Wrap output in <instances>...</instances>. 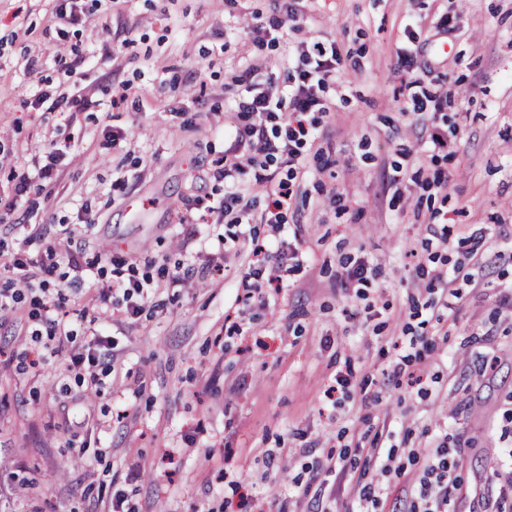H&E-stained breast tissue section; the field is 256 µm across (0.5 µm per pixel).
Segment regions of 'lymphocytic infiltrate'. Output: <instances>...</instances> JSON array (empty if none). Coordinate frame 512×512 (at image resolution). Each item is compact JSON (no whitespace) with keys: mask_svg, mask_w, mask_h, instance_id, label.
<instances>
[{"mask_svg":"<svg viewBox=\"0 0 512 512\" xmlns=\"http://www.w3.org/2000/svg\"><path fill=\"white\" fill-rule=\"evenodd\" d=\"M340 61L337 43L316 41L302 46L287 61L285 78L264 76V65L258 56L245 60L228 74L226 87L236 93L238 120L226 130L232 140L231 156L217 171L224 182V197L213 208L218 219L228 224L241 223L247 209L246 195L251 185L256 184L264 187L267 194L263 223L280 229L283 211L295 198V185L256 169L255 164L262 159L291 173L303 168L302 150L316 141L319 116L331 110L321 91L335 80ZM71 152L70 145L56 144L48 151L44 163L30 169L11 168L9 179L16 194L26 195L37 183L51 180ZM248 173L253 176L249 182L244 179ZM284 258L283 250H272L268 242L252 237L239 280V300L244 306L266 304L271 288L280 283L279 269ZM0 270L8 274L0 288V319L14 313L23 300H31L34 310L29 319L46 332V354L69 350V371L84 384L88 394L99 393L101 382L96 369L109 356L112 340L97 333L88 344L76 343L69 320L58 315L63 301L53 298L51 288L64 279L70 287L86 289L90 307L79 311V319L88 318L105 326L118 318L142 314L153 286L152 278H111L106 269H93L79 246L62 254L46 250L34 272L19 254L1 249ZM450 455V449L443 443L413 451L412 459L419 463L420 473L409 478L415 496L407 512H449L451 496L461 487Z\"/></svg>","mask_w":512,"mask_h":512,"instance_id":"f902f5d3","label":"lymphocytic infiltrate"}]
</instances>
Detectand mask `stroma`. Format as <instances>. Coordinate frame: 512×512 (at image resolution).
Wrapping results in <instances>:
<instances>
[{"label":"stroma","instance_id":"obj_1","mask_svg":"<svg viewBox=\"0 0 512 512\" xmlns=\"http://www.w3.org/2000/svg\"><path fill=\"white\" fill-rule=\"evenodd\" d=\"M61 4L0 0V243L32 264L26 225L57 247L66 224L88 260L154 288L140 316L108 328L96 397L67 372L68 351L40 364L29 324L0 321V474L22 478L0 495L13 512H110L118 491L126 512H355L374 449L404 463L443 441L463 479L455 512L511 490L512 0H301L303 21L260 52L268 71L284 77L305 41L337 40L342 62L277 232L179 221L198 197L224 196L214 172L236 118L224 76L255 51L245 19L268 22L274 0H84L90 24L64 32L50 22ZM60 50L83 60L76 84L58 79ZM411 75L447 95L435 120L403 94ZM123 82L138 94L112 105ZM76 87L98 105L74 120L37 102ZM434 129L452 153L432 150ZM67 139L72 163L16 199L8 167ZM254 235L290 253L280 292L243 310ZM362 260L378 268L365 282L350 276ZM440 272L459 299L432 320L425 287ZM399 353L421 354L422 382L393 377ZM340 373L350 385L333 400ZM331 452L351 467L311 478Z\"/></svg>","mask_w":512,"mask_h":512}]
</instances>
